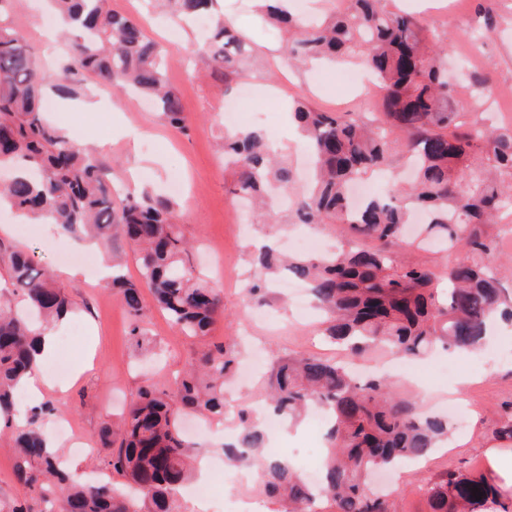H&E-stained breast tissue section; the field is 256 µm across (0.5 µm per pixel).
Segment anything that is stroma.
<instances>
[{
    "label": "stroma",
    "instance_id": "obj_1",
    "mask_svg": "<svg viewBox=\"0 0 512 512\" xmlns=\"http://www.w3.org/2000/svg\"><path fill=\"white\" fill-rule=\"evenodd\" d=\"M223 4L225 12L235 17L238 27L252 39L253 60L244 76L231 84L213 72L207 55L200 51L202 35L197 25L180 27L174 40L169 35L170 21L144 12L141 0L110 3L112 11L139 16L148 35L165 48L167 80L179 96L188 132L167 126L146 100L113 93L110 86L80 76L75 79L77 92L82 97L98 96V112L86 114L61 105L56 108L61 123L77 140L105 143L110 177L118 192L127 191L129 171L134 167L145 174L149 186L162 191L175 174H183L188 196L180 200L178 214L184 237L192 246L190 263L217 286L224 300V317L210 336L200 339L173 327L146 292L142 304L151 343L141 349L135 346L118 294L88 274L89 267L108 261L118 264L126 277L137 278L138 264L129 248L115 250L104 244L93 255L83 256L75 251V238L60 233L46 235L39 224L32 225L27 233L0 235L1 295L12 296L9 257L12 252L23 251L31 255L37 267L48 269L56 285L77 303L75 320L84 331L71 363L73 372L61 387L47 391L46 398L60 408L62 418L71 421L83 442L85 451L78 454L77 461L80 471L88 474L105 453L101 433L120 426L122 409L144 375L161 382L174 380L207 346L224 344L239 364L237 372L226 379L229 406L223 419L224 427L234 431L238 428L237 409L244 406L253 411L263 401L266 371H248L255 350H263L268 358L297 353L331 360L340 356L323 335L319 312L295 310L286 289L272 285L261 303L246 298L245 287L255 272L256 240L274 239L285 251L291 239L299 236H315L332 247L343 245L344 239L328 226L298 223L290 210L282 212L280 223L272 226L255 217L242 221L229 192L234 175L225 168L221 150L224 110L233 105L252 114V128L278 141L281 157L296 173L289 189L296 199L307 191L309 181L305 177L304 139L291 118L294 101L302 97L313 108L363 120L375 117L377 104L363 98L353 86L338 87L330 95L316 89L317 75L325 72L337 78L342 71L358 69L357 61L290 68L280 53L282 32L266 25L250 0H223ZM395 6L421 16L428 30L445 28L460 33V40L447 47L448 73L458 100L465 111L494 112L501 123L512 121V101L477 97L471 87L472 74L479 73L489 78L493 89L512 88V0H495V29L486 36L481 33L473 0H447L437 6L427 0H395ZM45 14L43 0H25L13 12L12 22L31 45L41 69L50 74L59 68L65 46L60 40H48L42 24ZM119 120L138 126L140 137L134 141L116 137L112 127ZM74 266L80 267V277L65 276V269ZM412 367L422 380L421 386L397 376L394 387L409 395H419V387H426V395L419 397L428 412H446L449 398L445 389L463 383L461 411L466 429L449 435L447 449L436 450L400 471L382 474V481L393 485L395 512H428L425 489L448 471L462 467L485 473L484 451L495 446L492 432L504 414V404L512 402V330L503 329L501 339L478 358L453 360L446 349L438 347L413 361ZM324 434V424L309 414L297 430L281 428L269 435L266 445L306 474L323 463ZM242 471V466L225 464L224 479L217 482L207 512H233L236 499L245 497L266 512H280L279 502L264 495L258 483L239 482Z\"/></svg>",
    "mask_w": 512,
    "mask_h": 512
}]
</instances>
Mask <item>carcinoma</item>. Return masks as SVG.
Listing matches in <instances>:
<instances>
[{"instance_id": "carcinoma-1", "label": "carcinoma", "mask_w": 512, "mask_h": 512, "mask_svg": "<svg viewBox=\"0 0 512 512\" xmlns=\"http://www.w3.org/2000/svg\"><path fill=\"white\" fill-rule=\"evenodd\" d=\"M0 0V165L12 175L0 186V201L16 213L44 218L72 235L90 234L110 243L118 235L137 256L139 278L114 275L116 290L130 316L135 345L149 343L142 291L148 289L172 325L189 336L205 337L224 316L223 298L209 287L184 256L189 246L178 224L177 203L144 188L123 198L112 195L108 165L89 155L45 119L41 88L61 94L77 76H91L113 89L153 98L168 126L187 130L177 93L166 79L161 45L139 19L113 12L109 0H53L72 26L68 48L53 79L39 69L32 47L11 25ZM169 10L175 20L210 14L214 0H144ZM345 8L321 24L287 10L267 9L288 32L281 53L287 59L358 57L374 73L386 123L404 133L401 150L415 159L414 181L395 182L387 195L354 207L352 185L368 171H380L395 151L378 127L340 112H324L302 102L294 117L314 158L316 174L297 202L304 224H347L371 249L350 248L330 256L283 261L260 254L259 277L246 289L248 301H264L265 282L281 271L307 284L326 316V336L353 357L385 350L401 358L419 357L437 344L471 349L483 344L492 314L512 321V292L502 286L496 266L497 242L486 231L512 215V130L478 124L458 106L448 83L445 50L454 34L444 30L427 41L413 15L388 7L389 0H343ZM248 39L215 20L207 51L232 81L240 73ZM224 158L236 168L233 196L266 203L285 191L292 170L268 152L262 133L224 137ZM417 208L427 215L426 237L448 253H463L433 269L399 260L409 242L406 216ZM14 291L24 310L0 300V425L11 430L14 467L39 512H175L174 492L187 479L191 444L180 428L188 413L224 416V375L235 359L224 345L204 350L198 362L167 389L146 376L137 388L122 427L104 434L107 453L100 472L105 482H89L69 471L60 454L45 450L40 421L55 414L45 402L23 423L14 420L17 385L31 369L36 352L32 327L48 326L71 310L72 302L52 275L28 255L10 256ZM274 412L289 419L318 404L331 417L326 439L330 453L322 480L335 512H394L388 495L366 490L375 469L430 456L448 438V421L425 415L414 399L400 397L384 377L356 379L346 366L314 355L278 357L267 377ZM235 445L224 447L233 462L258 461L267 494L282 500L284 512H316L311 487L288 461L265 452V435L248 412L238 411ZM478 492H472V488ZM483 496H478V493ZM430 512H489L496 491L484 476L448 472L428 489Z\"/></svg>"}]
</instances>
